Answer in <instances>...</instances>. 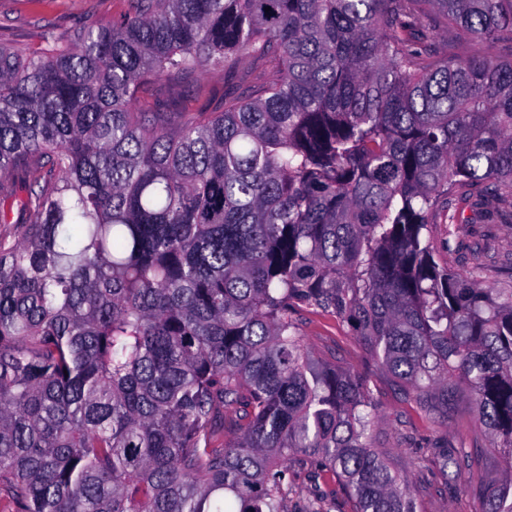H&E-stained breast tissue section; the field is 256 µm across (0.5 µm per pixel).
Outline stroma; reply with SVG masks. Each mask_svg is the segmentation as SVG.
<instances>
[{
    "label": "stroma",
    "instance_id": "obj_1",
    "mask_svg": "<svg viewBox=\"0 0 512 512\" xmlns=\"http://www.w3.org/2000/svg\"><path fill=\"white\" fill-rule=\"evenodd\" d=\"M128 0H0V38L27 53L39 51L41 35L53 27L63 37L83 21H109L125 13ZM201 82L206 99H197L192 88L175 80L155 79L149 102L182 112L201 108L215 109L227 85L221 75L203 74ZM465 224H435L431 235L442 249L440 258L454 268L469 270L481 267V277L488 285H496L500 271L484 267V251L500 254L512 252V224L487 222L483 212L465 209ZM300 332L312 354L325 362L350 370L366 380L377 401L374 420L376 441L402 474L415 487L419 512H482L478 495L462 491L468 471L440 470L435 460L438 444L485 448L489 442L471 422V407L462 398L448 403V420L440 423L417 408L387 384L385 371L364 350L350 323L319 309L301 308L296 313ZM289 466L297 474V496L309 497L329 492L336 498L338 512H351L352 506L342 481L330 476L318 482L311 469L298 461Z\"/></svg>",
    "mask_w": 512,
    "mask_h": 512
}]
</instances>
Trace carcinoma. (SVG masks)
Returning a JSON list of instances; mask_svg holds the SVG:
<instances>
[{"mask_svg": "<svg viewBox=\"0 0 512 512\" xmlns=\"http://www.w3.org/2000/svg\"><path fill=\"white\" fill-rule=\"evenodd\" d=\"M42 39L0 46V224L18 170L25 191L0 237L6 512H331L291 499L295 456L352 512H417L299 306L351 323L435 420L465 396L506 472L467 488L512 512V279L442 264L430 231L490 198L512 221V57L484 52L512 43V0H130ZM246 58L220 112L138 107L154 77L201 96Z\"/></svg>", "mask_w": 512, "mask_h": 512, "instance_id": "carcinoma-1", "label": "carcinoma"}]
</instances>
